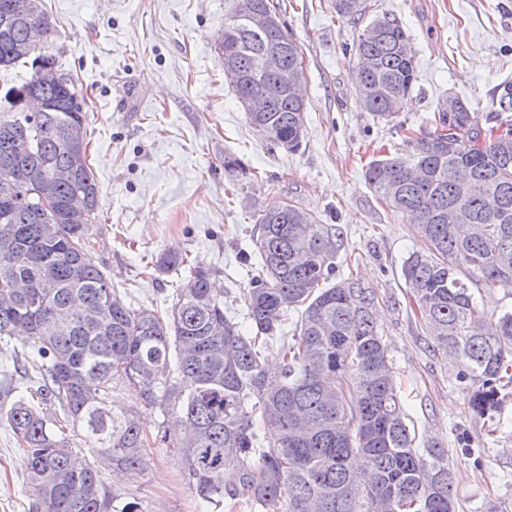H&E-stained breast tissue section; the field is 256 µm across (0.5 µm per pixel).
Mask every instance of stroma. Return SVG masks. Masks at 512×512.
Segmentation results:
<instances>
[{"mask_svg":"<svg viewBox=\"0 0 512 512\" xmlns=\"http://www.w3.org/2000/svg\"><path fill=\"white\" fill-rule=\"evenodd\" d=\"M280 20L306 66L305 135L294 151L268 150L224 78L217 46L228 0H43L56 34L52 49L82 85L88 162L98 184L99 222L88 247L113 288L136 309L166 314L182 282L158 270L175 252L211 271L224 308L243 316L248 268L238 258L254 230L253 209L292 200L340 229V275L377 296L416 448L438 438L448 450L457 512H512V386L502 428L488 434L468 404L458 362L433 341L401 275L422 250L413 224L370 189L365 171L381 156L411 154L434 131L451 95L468 100L482 128L497 123L498 87L512 81V0H367L355 21L332 0H279ZM412 38L418 79L391 120L363 110L354 94L352 46L380 15ZM239 166L225 168V158ZM112 401L137 409L156 442L137 472L102 466L117 505L136 512H197L176 441L183 431L160 409L137 408L125 382ZM166 440H157V433ZM26 455L0 424V512H31Z\"/></svg>","mask_w":512,"mask_h":512,"instance_id":"obj_1","label":"stroma"}]
</instances>
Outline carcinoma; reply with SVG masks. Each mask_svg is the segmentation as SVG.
<instances>
[{
  "instance_id": "cac0c4a2",
  "label": "carcinoma",
  "mask_w": 512,
  "mask_h": 512,
  "mask_svg": "<svg viewBox=\"0 0 512 512\" xmlns=\"http://www.w3.org/2000/svg\"><path fill=\"white\" fill-rule=\"evenodd\" d=\"M270 0H230L224 13V71L237 99L264 96L266 112L247 113L270 150L294 151L304 138V100L285 96L275 72L248 78L272 44L283 65L303 64L280 20L264 30L241 27L243 15ZM346 20L367 0H333ZM0 66L30 65L7 89L20 106L31 93L63 99L60 109L0 116V339L27 331L24 390L0 393L5 421L28 460L34 501L53 512H114L115 496L72 437L95 444L101 459L124 471L146 464L150 438L134 414L116 411L112 378L128 382L137 402L181 419L180 440L199 512L244 504L263 512H456L448 449L437 439L423 452L406 422L392 359L374 318L375 292L348 277L335 280L342 246L334 224L288 201L254 211L242 256L249 267L247 325L224 311L212 273L189 269L169 315L135 310L112 284L85 240L97 223L98 186L87 164V101L73 77L41 81L58 69L54 27L40 0H0ZM355 96L388 120L417 81L411 37L395 18L371 21L358 35ZM436 130L407 157L372 161L365 172L375 195L408 217L426 250L403 261L434 347L466 363L459 376L474 413L493 434L501 390L512 384V310L495 320L477 301L483 290L512 292V120L485 130L468 101L443 102ZM507 127L509 137L494 136ZM51 184L55 206L25 202ZM86 199L83 213L68 203ZM300 313L291 342L283 326ZM282 341L272 371L263 351ZM11 401H6L8 396ZM233 468L238 484L224 486Z\"/></svg>"
}]
</instances>
